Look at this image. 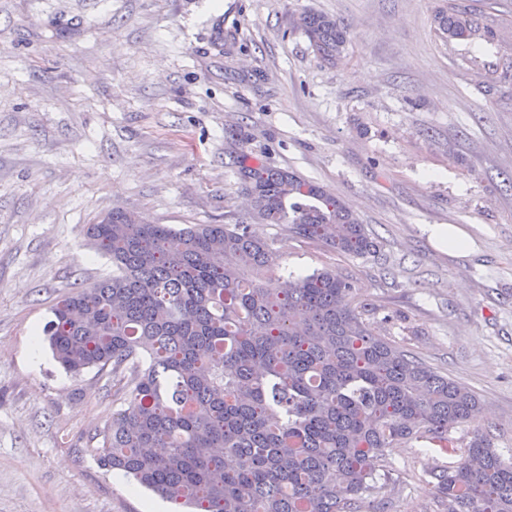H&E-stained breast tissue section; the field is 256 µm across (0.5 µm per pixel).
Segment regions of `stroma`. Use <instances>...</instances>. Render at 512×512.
Here are the masks:
<instances>
[{"mask_svg": "<svg viewBox=\"0 0 512 512\" xmlns=\"http://www.w3.org/2000/svg\"><path fill=\"white\" fill-rule=\"evenodd\" d=\"M438 0H0V512H171L78 456L117 407L110 376L73 378L43 328L111 271L85 237L113 210L152 224H247L279 268L342 272L378 336L473 390L452 429L512 456V0H475L491 43L440 41ZM349 31L321 61L295 20ZM324 186L378 242L337 253L252 214L224 151ZM474 244L454 257L427 228ZM365 512H445L425 442L385 451Z\"/></svg>", "mask_w": 512, "mask_h": 512, "instance_id": "obj_1", "label": "stroma"}]
</instances>
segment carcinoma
I'll return each mask as SVG.
<instances>
[{
    "label": "carcinoma",
    "mask_w": 512,
    "mask_h": 512,
    "mask_svg": "<svg viewBox=\"0 0 512 512\" xmlns=\"http://www.w3.org/2000/svg\"><path fill=\"white\" fill-rule=\"evenodd\" d=\"M432 21L443 40L495 38L467 0H442ZM296 25L336 63L345 26L313 10ZM245 144L228 155L262 221L339 253L376 251L340 200ZM86 237L112 274L57 301L43 334L67 373L108 369L123 393L79 455L175 512H362L384 449L426 440L458 457L431 472L446 512H512V457L487 434L463 447L451 436L480 414L477 394L374 335L339 271L275 274L271 245L247 224L178 229L114 211Z\"/></svg>",
    "instance_id": "1"
}]
</instances>
